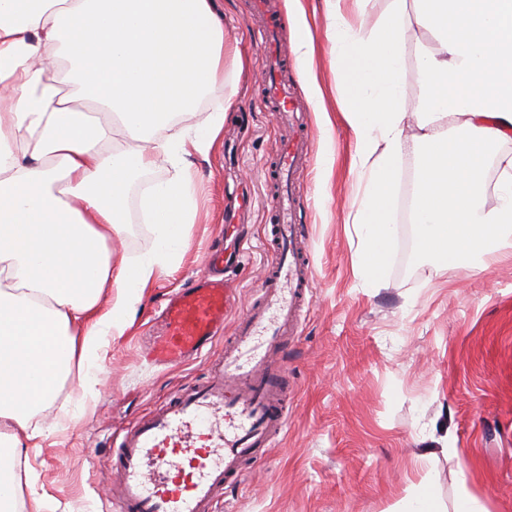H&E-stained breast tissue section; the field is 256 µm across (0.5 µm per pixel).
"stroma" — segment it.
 I'll use <instances>...</instances> for the list:
<instances>
[{
	"mask_svg": "<svg viewBox=\"0 0 512 512\" xmlns=\"http://www.w3.org/2000/svg\"><path fill=\"white\" fill-rule=\"evenodd\" d=\"M223 3L226 36L238 42L246 67L241 76L229 70L219 76L199 109L211 111L226 85L237 82L223 134L240 138V176L253 197L246 218L253 236L234 275L243 309L257 300L268 259L264 226L274 185L266 171L282 130L263 102L251 0ZM272 8L286 59L283 76L297 80L313 136L299 175L297 218L315 278L298 334L284 351L288 426L251 465L245 488L225 492L217 512H399L411 486L423 481L447 512H456L464 488L486 512H512V248L483 264L418 250L415 226L403 219L404 199L421 165L420 147L409 143L393 194L396 225L386 273L379 287H365L355 275V146L341 112L350 89L326 37L332 21L323 0L296 6L272 0ZM308 33L316 47L310 73L296 54ZM190 161L198 209L187 250L152 283L133 325L113 340L97 400L77 414L78 381L72 378L46 409L44 419L55 429L40 450L29 453L36 482L22 487L23 499L41 496L56 512H112L105 479L114 435L207 375L208 357L161 370L142 359L139 346L166 296L203 272L233 197L223 147ZM172 174L160 161L128 184L125 233L114 248L131 255L151 249L153 233L142 219L140 198L148 185Z\"/></svg>",
	"mask_w": 512,
	"mask_h": 512,
	"instance_id": "stroma-1",
	"label": "stroma"
}]
</instances>
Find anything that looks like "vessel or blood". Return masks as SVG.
Masks as SVG:
<instances>
[{"instance_id": "obj_1", "label": "vessel or blood", "mask_w": 512, "mask_h": 512, "mask_svg": "<svg viewBox=\"0 0 512 512\" xmlns=\"http://www.w3.org/2000/svg\"><path fill=\"white\" fill-rule=\"evenodd\" d=\"M252 8L268 18L262 34L264 101L288 129L276 178L291 183L308 153V134L300 128L295 91L280 78L283 60L269 0H252ZM268 205L273 219L266 230L270 249L260 299L246 311L236 309L224 270L244 261L246 240L236 225H225L223 246L209 253L191 287L169 296L142 345L150 365L177 367L210 354L225 335V320L234 321L230 343L202 383L182 389L115 438V512H215L225 486L244 482V463L260 457L288 424V368L276 355L297 332L301 299L314 272L303 255L293 195L271 194Z\"/></svg>"}]
</instances>
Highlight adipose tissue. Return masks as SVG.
I'll return each mask as SVG.
<instances>
[{
  "label": "adipose tissue",
  "mask_w": 512,
  "mask_h": 512,
  "mask_svg": "<svg viewBox=\"0 0 512 512\" xmlns=\"http://www.w3.org/2000/svg\"><path fill=\"white\" fill-rule=\"evenodd\" d=\"M324 0L337 61L349 64L346 120L364 182L356 268L377 287L394 233L392 190L412 126L422 148L412 221L423 253L481 258L512 242V0ZM419 26L429 42L408 45ZM420 106L404 107L407 55ZM215 0H0V512H16L25 449L50 430L40 413L70 374L79 400L99 393V364L131 325L146 288L179 261L195 221L189 155L212 152L236 86L200 122L167 138L157 129L196 115L224 62ZM466 117L454 128L457 117ZM495 156L498 204L481 195ZM165 160L142 210L153 245L113 251L125 231L126 186Z\"/></svg>",
  "instance_id": "obj_1"
}]
</instances>
